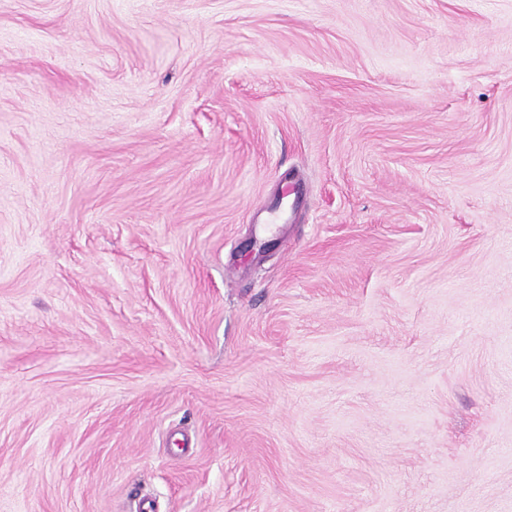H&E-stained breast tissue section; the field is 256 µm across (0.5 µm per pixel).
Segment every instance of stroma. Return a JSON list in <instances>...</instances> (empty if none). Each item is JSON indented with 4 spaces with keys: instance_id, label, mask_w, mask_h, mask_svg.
Here are the masks:
<instances>
[{
    "instance_id": "1",
    "label": "stroma",
    "mask_w": 512,
    "mask_h": 512,
    "mask_svg": "<svg viewBox=\"0 0 512 512\" xmlns=\"http://www.w3.org/2000/svg\"><path fill=\"white\" fill-rule=\"evenodd\" d=\"M140 498L512 512V0H0V512Z\"/></svg>"
}]
</instances>
